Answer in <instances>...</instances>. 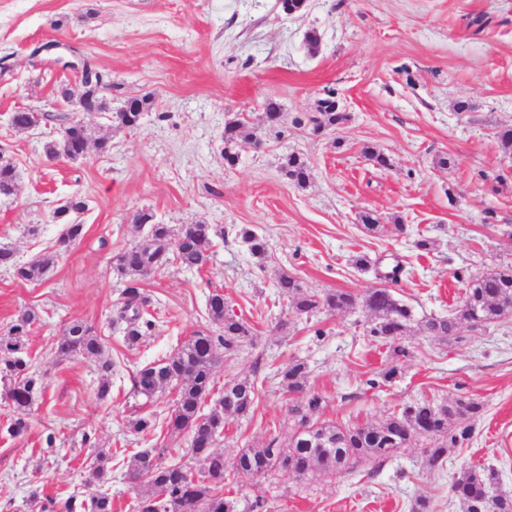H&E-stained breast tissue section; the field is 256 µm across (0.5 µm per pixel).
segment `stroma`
Listing matches in <instances>:
<instances>
[{
    "label": "stroma",
    "instance_id": "1",
    "mask_svg": "<svg viewBox=\"0 0 512 512\" xmlns=\"http://www.w3.org/2000/svg\"><path fill=\"white\" fill-rule=\"evenodd\" d=\"M57 42L77 47L111 83L106 111L83 113L63 100L61 86L79 84L75 71L48 66L41 47ZM0 58V155L17 171L15 194L0 195V247L24 262L52 252L62 231L53 211L73 194L88 201L82 240L43 280L0 268V331L24 311L37 313L25 356L44 381L22 436L8 434L12 411L0 402V512H43L48 497L87 500L103 490L114 512H136L126 474L144 449L201 469L187 436L160 427L172 391L148 399L132 379L195 332L218 333L206 309L215 289L254 330L251 342L223 353L215 386L247 376L258 391L251 419L227 421L217 444L225 454L261 446L287 423L297 397L279 371L295 359L307 362L308 388L336 423H375L415 400L465 395L485 404L472 439L449 449L443 470L427 469L416 444L376 471L238 475L231 496L259 501L256 512H410L419 496L430 512H462L453 477L489 464L512 493V316L462 328L455 340L412 331L408 356L395 358L367 335L365 311L296 319L276 288L285 271L319 292L364 295L378 284L353 265L364 254L385 271L401 263L396 295L416 315L443 317L471 276L512 265V147L498 138L512 127V0H307L291 16L277 0H0ZM330 91L348 119L313 132L310 118ZM143 96L150 105L136 127L112 124L125 100ZM270 99L284 121L264 130L257 148L251 134ZM462 100L469 111L456 110ZM19 110L37 113L39 125L13 129L9 117ZM64 114L80 117L92 137L108 136L110 150L49 160L44 147ZM233 117L244 134L230 166L222 137ZM368 146L389 167L369 160ZM292 152L309 162L306 187L281 170ZM144 208L175 229L204 222L223 234L205 268L171 264L144 282L156 328L131 346L112 325L124 287L113 258L143 240L134 217ZM367 212L378 216V233L363 230ZM243 227L265 239V257L241 242ZM421 239L433 249H418ZM74 320L99 336L109 375L101 360L58 358ZM392 364L398 376L379 380ZM104 378L110 393L101 400ZM140 417L158 429L133 432L129 423ZM100 450L101 484L88 480Z\"/></svg>",
    "mask_w": 512,
    "mask_h": 512
}]
</instances>
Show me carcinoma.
<instances>
[{
  "mask_svg": "<svg viewBox=\"0 0 512 512\" xmlns=\"http://www.w3.org/2000/svg\"><path fill=\"white\" fill-rule=\"evenodd\" d=\"M132 102L137 108L123 105L112 113V121L123 127L135 125L146 98H134ZM345 119L338 101L324 97L318 101V115L310 118V122L317 132L336 127ZM63 121L67 122L66 138L51 141L45 147L50 159L64 149L76 157L89 143L87 129L79 120L65 116ZM282 121L283 113L277 104L270 103L259 117L257 129L275 127ZM241 127L242 123L236 119L224 123L223 155L230 166L237 159L233 147ZM282 170L288 180L301 187L310 179L309 163L300 153L289 154ZM15 180V166L0 156V194H13ZM86 208L84 198L76 194L53 211L52 220L65 224L56 240L55 253L69 251L82 238L84 225L73 221L71 215L82 213ZM134 222L139 230L148 228L146 239L113 257L114 268L125 279L121 299L115 306L114 322L122 325L123 336L131 346L155 329L146 309L149 300L141 288L142 280L148 276L147 267L152 266L158 272L174 260L188 269L203 268L207 265L211 240L222 234L215 225L202 222L184 224L175 232L167 224L156 223L149 208L140 210ZM239 236L251 254L265 253V240L252 229L242 228ZM0 267L11 269L20 280L38 281L49 272L51 260L19 263L13 250L0 247ZM276 287L288 301L291 314L298 318L332 314L362 304L369 314L366 321L369 335L389 344L397 357L407 356L403 341L410 335L414 323L428 335L446 339L455 335L456 328L463 323L478 328L512 314L511 266L471 276L461 304L447 318L431 315L418 319L413 308L391 289L378 286L367 290L360 301L338 290L318 293L283 272L277 278ZM207 314L219 327V335L198 331L176 352L143 366L134 377V389L147 398L171 384L176 386L173 408L163 426L171 435L189 434V452L204 465L198 477L183 464L164 463L162 451L135 453L131 478L135 480L133 488L140 490V512H241L239 499L226 495L225 491L230 477L238 474L241 467L262 478L277 471H289L301 479L314 473L330 477L363 462L370 463L375 470L421 439L429 441L422 452L424 465L436 471L448 460V449L473 437L475 423L484 412L482 401L458 396L452 404L445 400L412 401L376 425L325 421L322 410L326 401L316 393H307L308 366L296 359L280 371L288 392L306 395L305 401L290 408L288 445H279V437L274 436L261 447L239 449L228 463L224 452L215 449L217 437L224 429L226 417L253 416L255 382L247 377L232 379L224 383L223 396L208 413L201 412V408L211 395L214 372L220 363L219 348L230 352L241 347L252 340V330L247 322L229 313L224 307V295L219 292L209 295ZM35 319V313L25 312L0 333V382L3 383L0 396L16 414L7 429L14 437L27 431V416L44 388L41 376L31 370L24 357L26 338ZM56 353L63 360L75 355L99 357L102 343L92 327L76 321L65 329ZM451 490L464 512H512V494L500 489V472L494 466L463 472L454 480ZM49 505L50 512H112V497L101 492L88 501H80L70 495L63 501L51 499Z\"/></svg>",
  "mask_w": 512,
  "mask_h": 512,
  "instance_id": "carcinoma-1",
  "label": "carcinoma"
}]
</instances>
